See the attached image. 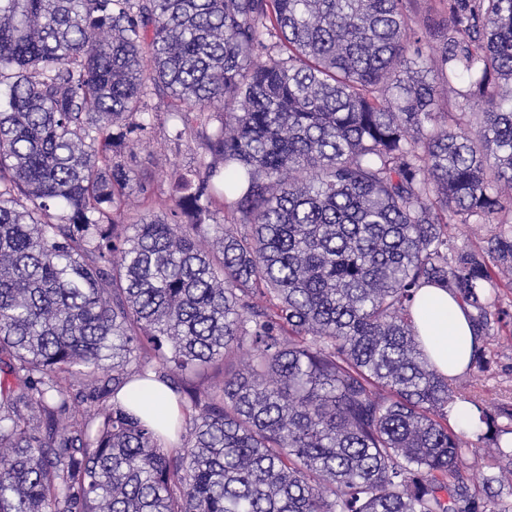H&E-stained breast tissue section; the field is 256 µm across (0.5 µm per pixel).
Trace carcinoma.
Here are the masks:
<instances>
[{
	"label": "carcinoma",
	"mask_w": 512,
	"mask_h": 512,
	"mask_svg": "<svg viewBox=\"0 0 512 512\" xmlns=\"http://www.w3.org/2000/svg\"><path fill=\"white\" fill-rule=\"evenodd\" d=\"M415 36L410 0H0V512L512 494V447L448 424L466 395L411 313L434 285L478 337L500 315L512 233L454 239L512 214V0H448L428 59ZM165 97L199 158L158 215L127 205L155 184L127 151ZM150 377L175 446L117 398ZM458 234L456 244L467 248L480 249L486 246L492 230L488 224H465Z\"/></svg>",
	"instance_id": "1"
}]
</instances>
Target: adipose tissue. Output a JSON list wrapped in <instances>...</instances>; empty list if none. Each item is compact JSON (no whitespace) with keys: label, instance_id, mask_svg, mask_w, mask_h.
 Wrapping results in <instances>:
<instances>
[{"label":"adipose tissue","instance_id":"1","mask_svg":"<svg viewBox=\"0 0 512 512\" xmlns=\"http://www.w3.org/2000/svg\"><path fill=\"white\" fill-rule=\"evenodd\" d=\"M411 312L423 346L438 369L454 376L466 369L474 346L469 310L447 290L420 288ZM131 390L146 394L140 414L149 422L169 421L180 415L175 395L157 380H137Z\"/></svg>","mask_w":512,"mask_h":512}]
</instances>
